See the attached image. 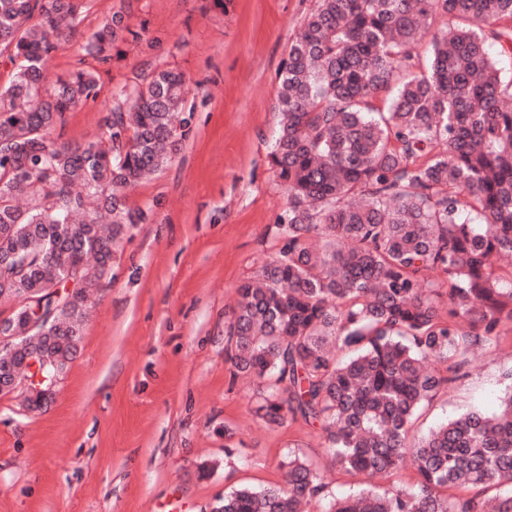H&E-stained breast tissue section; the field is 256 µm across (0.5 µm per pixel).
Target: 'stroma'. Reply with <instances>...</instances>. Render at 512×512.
<instances>
[{"label": "stroma", "instance_id": "stroma-1", "mask_svg": "<svg viewBox=\"0 0 512 512\" xmlns=\"http://www.w3.org/2000/svg\"><path fill=\"white\" fill-rule=\"evenodd\" d=\"M315 0H91L51 71L119 13L129 25L94 102L67 113L64 140L95 133L116 90L154 68L184 73L191 130L165 168L129 193L152 208L124 239L112 280L89 297L80 348L42 410L0 395V512H212L225 493L281 484L295 449L334 493L355 480L328 465L319 425H267L233 379L225 322L236 290L275 249L287 193L269 164L280 69ZM512 334L471 356L468 375L426 407L419 431L495 412ZM208 463L207 477L198 467Z\"/></svg>", "mask_w": 512, "mask_h": 512}]
</instances>
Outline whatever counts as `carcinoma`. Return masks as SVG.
Listing matches in <instances>:
<instances>
[{
  "instance_id": "cac0c4a2",
  "label": "carcinoma",
  "mask_w": 512,
  "mask_h": 512,
  "mask_svg": "<svg viewBox=\"0 0 512 512\" xmlns=\"http://www.w3.org/2000/svg\"><path fill=\"white\" fill-rule=\"evenodd\" d=\"M87 11L0 0V255L15 257L0 302L18 335L0 380L34 353L50 379L74 358L86 289L112 279L116 244L152 217L127 189L190 131L186 77L163 68L113 94L93 138L51 137L99 95L118 31L139 38L113 16L82 45L93 64L50 77ZM493 50L512 60V0H315L282 64L279 246L238 288L226 355L267 423H320L351 476L389 479L409 460L415 478L337 495L290 450L282 484L238 488L217 512H512V370L496 413L410 439L467 356L512 331V80ZM59 292L48 331H29V299L48 308Z\"/></svg>"
}]
</instances>
